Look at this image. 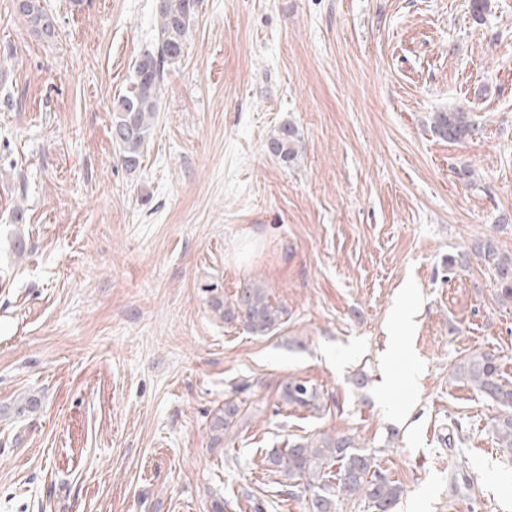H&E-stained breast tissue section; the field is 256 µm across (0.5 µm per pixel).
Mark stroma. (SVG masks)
<instances>
[{"instance_id": "obj_1", "label": "stroma", "mask_w": 512, "mask_h": 512, "mask_svg": "<svg viewBox=\"0 0 512 512\" xmlns=\"http://www.w3.org/2000/svg\"><path fill=\"white\" fill-rule=\"evenodd\" d=\"M42 2L51 40L0 0V512H212L267 448L337 433L394 512H512L500 411L451 377L488 352L512 378V299L473 250L512 256V0H200L133 171L112 105L155 0ZM461 107L477 133L441 138ZM247 280L287 310L270 335L210 308ZM297 378L322 411L276 409ZM234 382L251 421L218 449ZM297 141L296 129L293 124L285 122L276 130L275 134L268 141L267 151L279 158L283 163L288 164L297 156L295 148Z\"/></svg>"}]
</instances>
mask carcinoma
<instances>
[{"mask_svg": "<svg viewBox=\"0 0 512 512\" xmlns=\"http://www.w3.org/2000/svg\"><path fill=\"white\" fill-rule=\"evenodd\" d=\"M198 10V0H163L155 5L156 42L136 61L134 77L127 92L119 96L112 108V140L119 149L122 165L134 171L140 165L144 145L150 139L158 112L161 87L168 66L180 61L190 24ZM29 27L47 37L55 35V26L41 0H24L18 10ZM433 128L445 139L459 141L472 135L474 124L465 112H437ZM296 129L285 122L268 141L267 151L287 164L297 156ZM479 255L494 263L502 283V292L512 298V258L495 257L489 247L478 246ZM209 303L213 313L226 321L237 320L254 335L266 336L277 330L284 310L272 305L266 288L254 280L243 283L231 302L216 294ZM451 377L474 387L479 394L505 409V416L495 426L497 442L512 455V380L500 371L497 357L479 352L465 358L452 368ZM242 386L237 385L224 399V407L215 412L209 428L215 445L232 443L237 427L246 423L247 408L238 398ZM282 406L297 405L322 410V397L316 386L307 381L291 379L279 393ZM265 463L269 472L279 477L282 493L293 494V487L306 480L311 491L307 512H338L342 500L361 499L375 512H391L403 487L382 473L372 454L356 447L344 435L301 437L288 441L284 447L266 449Z\"/></svg>", "mask_w": 512, "mask_h": 512, "instance_id": "1", "label": "carcinoma"}]
</instances>
